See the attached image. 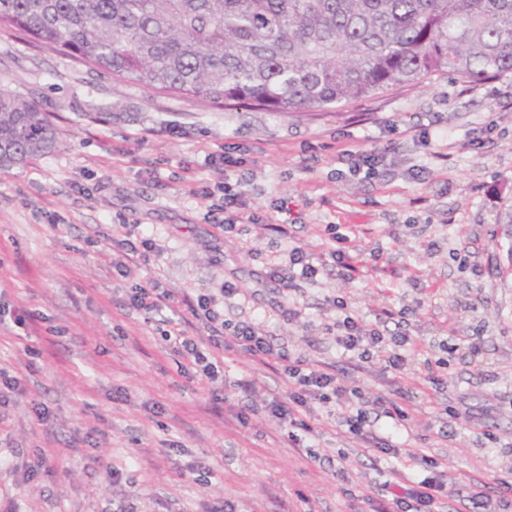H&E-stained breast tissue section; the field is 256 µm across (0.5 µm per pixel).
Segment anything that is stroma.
I'll return each instance as SVG.
<instances>
[{"label": "stroma", "instance_id": "stroma-1", "mask_svg": "<svg viewBox=\"0 0 512 512\" xmlns=\"http://www.w3.org/2000/svg\"><path fill=\"white\" fill-rule=\"evenodd\" d=\"M0 88L34 99L62 138L0 167V302L12 312L0 368L19 381L0 405V512H370L373 488L416 468L370 458L323 412L300 444L274 415L242 416L286 399L282 352L397 403L406 420L380 419L379 436L497 493L512 463V224L498 221L512 206V77L444 74L337 111L274 114L118 82L0 30ZM227 148L242 158L229 175L212 161ZM350 149L381 156L374 175L351 169ZM198 180L231 182L245 213L290 237L225 231ZM329 224L355 233L360 276L329 262L290 291L269 278L289 246L327 254ZM143 238L150 262L115 268ZM149 281L192 300L235 283L220 311L261 323L274 356L202 329L220 375L183 374L163 339L183 321L125 304ZM336 297L364 328L418 340L406 371L337 349ZM384 308L409 309L407 323H379ZM428 359L448 363L441 391L416 387ZM244 377L252 394L236 387Z\"/></svg>", "mask_w": 512, "mask_h": 512}]
</instances>
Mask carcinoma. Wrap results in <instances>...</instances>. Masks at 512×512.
Masks as SVG:
<instances>
[{
  "label": "carcinoma",
  "instance_id": "cac0c4a2",
  "mask_svg": "<svg viewBox=\"0 0 512 512\" xmlns=\"http://www.w3.org/2000/svg\"><path fill=\"white\" fill-rule=\"evenodd\" d=\"M0 28L117 79L224 107H344L449 73L512 74V0H0ZM60 143L0 91V167Z\"/></svg>",
  "mask_w": 512,
  "mask_h": 512
}]
</instances>
